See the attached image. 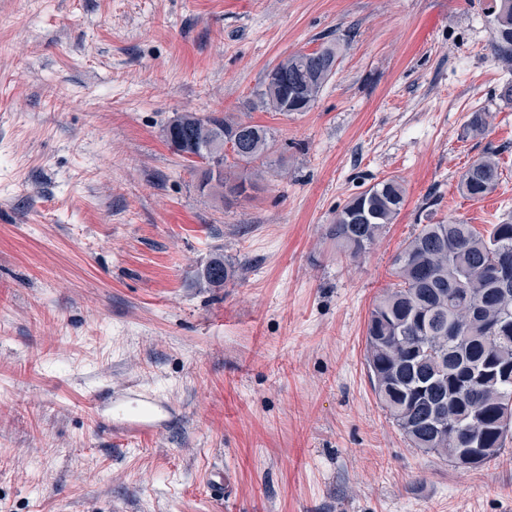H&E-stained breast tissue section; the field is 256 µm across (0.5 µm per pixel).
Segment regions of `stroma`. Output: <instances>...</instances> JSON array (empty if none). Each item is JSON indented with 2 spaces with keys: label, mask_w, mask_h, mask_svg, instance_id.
<instances>
[{
  "label": "stroma",
  "mask_w": 512,
  "mask_h": 512,
  "mask_svg": "<svg viewBox=\"0 0 512 512\" xmlns=\"http://www.w3.org/2000/svg\"><path fill=\"white\" fill-rule=\"evenodd\" d=\"M484 4L0 0V512H512V439L472 471L410 448L365 361L418 225L512 220V77ZM330 41L315 107L264 111L267 72ZM179 112L272 130L250 198L200 192L162 135ZM489 151L502 181L468 200ZM389 177L405 205L351 261L328 228ZM219 254L236 274L211 288ZM133 389L166 403L162 432L101 429L91 400ZM502 171L494 155L475 160L461 175L457 189L462 196L473 201L484 199L501 183Z\"/></svg>",
  "instance_id": "obj_1"
}]
</instances>
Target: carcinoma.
Wrapping results in <instances>:
<instances>
[{"label": "carcinoma", "mask_w": 512, "mask_h": 512, "mask_svg": "<svg viewBox=\"0 0 512 512\" xmlns=\"http://www.w3.org/2000/svg\"><path fill=\"white\" fill-rule=\"evenodd\" d=\"M495 63L512 75V0H492L484 9ZM339 44L294 52L265 76L257 92L267 111H310L335 74ZM487 115L474 112L466 133H485ZM240 149L223 157L224 177H202L231 205L257 182L234 172L271 152L270 129L231 114L183 112L163 128L177 153L198 156L225 148L236 134ZM502 171L494 155L475 160L457 189L479 201L496 190ZM406 189L383 179L351 196L336 211L329 236L351 259L365 256L404 205ZM399 282L376 299L365 332L371 388L410 447L456 465L462 449H478L481 468L497 459L512 435V222L481 232L457 219L420 224L394 257ZM235 270L212 258L200 277L222 288Z\"/></svg>", "instance_id": "carcinoma-1"}]
</instances>
